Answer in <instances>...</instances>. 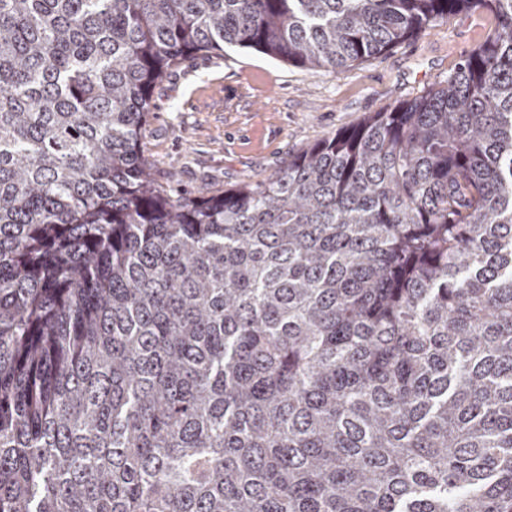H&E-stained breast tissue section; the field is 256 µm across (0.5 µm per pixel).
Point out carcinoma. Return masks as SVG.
Returning a JSON list of instances; mask_svg holds the SVG:
<instances>
[{"mask_svg": "<svg viewBox=\"0 0 512 512\" xmlns=\"http://www.w3.org/2000/svg\"><path fill=\"white\" fill-rule=\"evenodd\" d=\"M444 83L257 183L152 177L199 53ZM0 512H512V0H0Z\"/></svg>", "mask_w": 512, "mask_h": 512, "instance_id": "1", "label": "carcinoma"}]
</instances>
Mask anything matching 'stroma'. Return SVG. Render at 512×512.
Returning a JSON list of instances; mask_svg holds the SVG:
<instances>
[{
    "label": "stroma",
    "mask_w": 512,
    "mask_h": 512,
    "mask_svg": "<svg viewBox=\"0 0 512 512\" xmlns=\"http://www.w3.org/2000/svg\"><path fill=\"white\" fill-rule=\"evenodd\" d=\"M494 25L486 12H454L335 73L253 50L183 60L157 86L144 131L153 177L196 197L265 179L291 155L447 79Z\"/></svg>",
    "instance_id": "obj_1"
}]
</instances>
